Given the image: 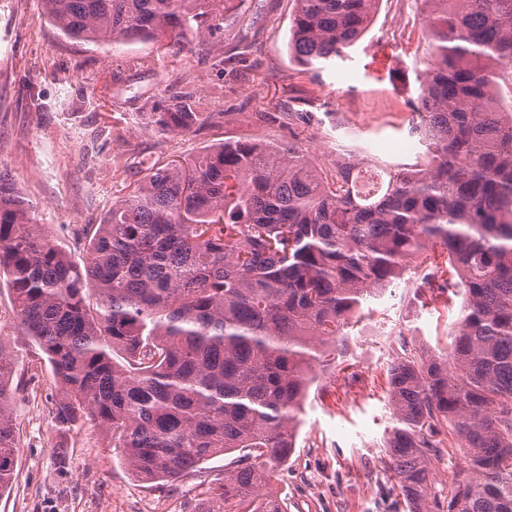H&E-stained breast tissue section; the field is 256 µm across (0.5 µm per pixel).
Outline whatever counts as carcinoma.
I'll return each mask as SVG.
<instances>
[{
	"mask_svg": "<svg viewBox=\"0 0 512 512\" xmlns=\"http://www.w3.org/2000/svg\"><path fill=\"white\" fill-rule=\"evenodd\" d=\"M88 42L202 39L228 0H42ZM379 0H295L288 47L305 71L336 59ZM434 66L419 78L413 134L425 165L332 174L291 142L227 139L192 162L154 164L84 229L83 264L53 243L0 176V277L59 385L50 415L90 421L141 480L175 478L236 452L207 512H284L257 495L292 448L320 347L348 335L405 262L460 296L448 358L407 351L388 370L390 466L408 512H512V117L497 79L512 68V0H423ZM190 134L208 121L189 92L143 113ZM0 340V493L18 466ZM468 475L440 490L443 431Z\"/></svg>",
	"mask_w": 512,
	"mask_h": 512,
	"instance_id": "1",
	"label": "carcinoma"
}]
</instances>
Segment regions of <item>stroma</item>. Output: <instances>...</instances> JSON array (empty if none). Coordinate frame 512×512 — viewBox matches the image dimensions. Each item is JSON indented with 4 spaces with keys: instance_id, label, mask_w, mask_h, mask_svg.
I'll return each mask as SVG.
<instances>
[{
    "instance_id": "stroma-1",
    "label": "stroma",
    "mask_w": 512,
    "mask_h": 512,
    "mask_svg": "<svg viewBox=\"0 0 512 512\" xmlns=\"http://www.w3.org/2000/svg\"><path fill=\"white\" fill-rule=\"evenodd\" d=\"M294 9V0H234L213 33L177 54L151 41L75 40L44 17L41 0H0V174L79 260L83 228L100 223L147 164L187 161L228 138L293 142L328 172L347 160L426 163L411 134V103L431 60L422 0H380L362 38L309 73L288 50ZM175 92L193 93L210 115L194 133L142 119ZM378 140L393 153L370 154ZM425 274L410 260L393 286L363 303L335 357L314 364L294 447L270 481L285 512H406L388 468L387 369L406 349L448 355L461 308L457 299L417 301ZM0 341L14 355L19 447L0 512H201L213 499L232 455L174 481L144 482L93 423L54 426L51 367L2 280Z\"/></svg>"
}]
</instances>
